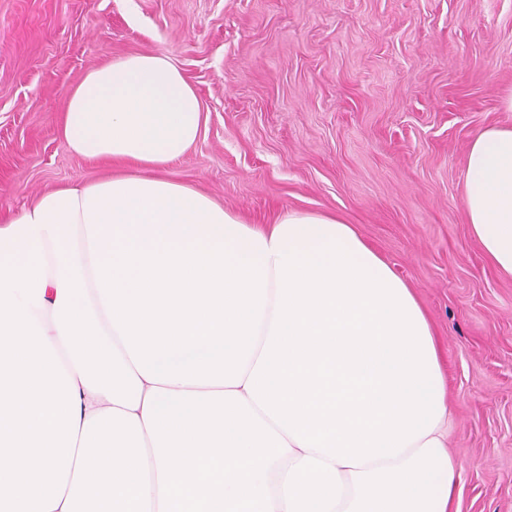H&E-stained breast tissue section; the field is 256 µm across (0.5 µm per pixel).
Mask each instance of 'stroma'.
<instances>
[{
  "label": "stroma",
  "mask_w": 512,
  "mask_h": 512,
  "mask_svg": "<svg viewBox=\"0 0 512 512\" xmlns=\"http://www.w3.org/2000/svg\"><path fill=\"white\" fill-rule=\"evenodd\" d=\"M168 56L205 122L167 167L248 224L354 225L437 338L459 512H512V277L469 233L470 142L512 126V0H0V206L105 172L65 147L93 67Z\"/></svg>",
  "instance_id": "obj_1"
}]
</instances>
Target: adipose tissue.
<instances>
[{"label": "adipose tissue", "instance_id": "obj_1", "mask_svg": "<svg viewBox=\"0 0 512 512\" xmlns=\"http://www.w3.org/2000/svg\"><path fill=\"white\" fill-rule=\"evenodd\" d=\"M201 102L167 56L90 70L68 94V151L103 177L0 211V512H159L145 396L243 391L268 336L279 251L336 237L326 213L244 223L162 174L197 142ZM471 236L512 276V126L475 137ZM444 413L396 458L345 467L292 448L266 476L274 512H458Z\"/></svg>", "mask_w": 512, "mask_h": 512}]
</instances>
